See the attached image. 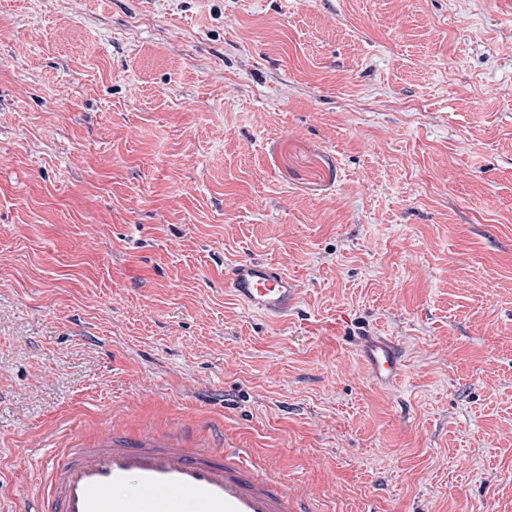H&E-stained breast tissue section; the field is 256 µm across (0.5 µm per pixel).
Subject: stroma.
Wrapping results in <instances>:
<instances>
[{
    "mask_svg": "<svg viewBox=\"0 0 512 512\" xmlns=\"http://www.w3.org/2000/svg\"><path fill=\"white\" fill-rule=\"evenodd\" d=\"M180 424L319 512H512V0H0V512ZM226 288L242 306L271 321L281 320L297 309L302 289L278 266L256 259L234 263ZM357 351L375 384L388 387L399 381L405 366V354L395 339L363 334L358 336Z\"/></svg>",
    "mask_w": 512,
    "mask_h": 512,
    "instance_id": "stroma-1",
    "label": "stroma"
}]
</instances>
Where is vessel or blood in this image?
<instances>
[{
  "instance_id": "1",
  "label": "vessel or blood",
  "mask_w": 512,
  "mask_h": 512,
  "mask_svg": "<svg viewBox=\"0 0 512 512\" xmlns=\"http://www.w3.org/2000/svg\"><path fill=\"white\" fill-rule=\"evenodd\" d=\"M226 286L271 321L296 310L302 293L278 266L256 259L234 263ZM357 351L375 384L399 381L405 354L395 339L367 333ZM28 502L33 512H312L308 494L251 449L212 447L177 431L129 440L103 430L57 449Z\"/></svg>"
}]
</instances>
